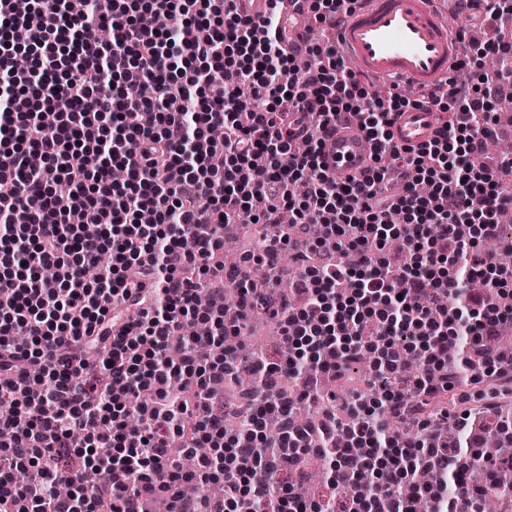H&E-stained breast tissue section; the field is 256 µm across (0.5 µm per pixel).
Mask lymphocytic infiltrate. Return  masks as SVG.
<instances>
[{
  "label": "lymphocytic infiltrate",
  "mask_w": 512,
  "mask_h": 512,
  "mask_svg": "<svg viewBox=\"0 0 512 512\" xmlns=\"http://www.w3.org/2000/svg\"><path fill=\"white\" fill-rule=\"evenodd\" d=\"M456 2L483 36L459 28L455 75L412 100L394 86L369 88L334 41L309 47L304 66L287 56L279 0L259 28L233 0H113L107 16L94 0H0V170L19 188L0 198V396L10 401L0 430L14 433L0 443L1 506L145 512L161 492L169 512H242L254 501L312 512L300 487L276 481L304 436L277 382L302 369L312 379L341 374L369 351L377 399L355 400L352 424L329 415L318 426L322 447L334 451L335 483L350 486L356 470L381 460L362 497L368 512H415L418 500L432 512H478L482 490L465 476L485 427H472L466 450L448 456L428 433L469 416L448 368L455 337L480 350L484 377L512 385V354L491 346L512 323V243L483 247L512 211L498 174L512 155L486 156L512 68L483 72L488 60L512 58V39L498 28L512 18V0ZM143 13L172 25L140 26ZM38 94L70 105L53 127L31 106ZM416 101L446 118L432 141L404 148L392 140V118ZM132 111L150 122L128 126ZM341 119L357 121L374 150L371 166L343 185L320 161ZM216 126L223 140L211 139ZM300 142L308 150L294 153ZM29 151L44 159L41 169L27 168ZM116 163L126 172L118 184ZM60 178L68 196L52 191ZM257 197L267 202L259 212ZM284 217L290 229L235 268L238 318L225 322L223 289L202 286L221 271L214 258L225 235ZM290 250L306 301L272 309L285 357L253 362L250 421L227 429L211 402L214 384L239 370L226 339L254 311L252 266ZM46 266L56 277H41ZM116 321L125 330L114 337ZM201 321L209 336L186 334ZM412 357L424 371L409 380ZM134 393L147 396L135 410ZM134 412L141 425L131 430ZM386 412L414 417L419 436L392 434ZM269 413L280 417L275 440L259 429ZM187 427L210 449L190 471L167 453L170 435ZM62 445L81 447L102 477L95 490L45 469ZM420 469L435 483L415 485ZM61 481L68 496L53 492ZM213 484L222 496L202 494Z\"/></svg>",
  "instance_id": "obj_1"
}]
</instances>
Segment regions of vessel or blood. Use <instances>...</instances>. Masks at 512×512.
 <instances>
[{"mask_svg": "<svg viewBox=\"0 0 512 512\" xmlns=\"http://www.w3.org/2000/svg\"><path fill=\"white\" fill-rule=\"evenodd\" d=\"M436 0H360L341 15L333 31L348 67L360 78L374 82L430 86L448 78L463 56L448 16ZM286 52L308 60V0H283ZM438 118L423 104L398 114L392 136L402 147H414L432 138ZM372 148L357 123L337 125L323 149L327 175L342 184L359 176L372 162Z\"/></svg>", "mask_w": 512, "mask_h": 512, "instance_id": "1", "label": "vessel or blood"}]
</instances>
